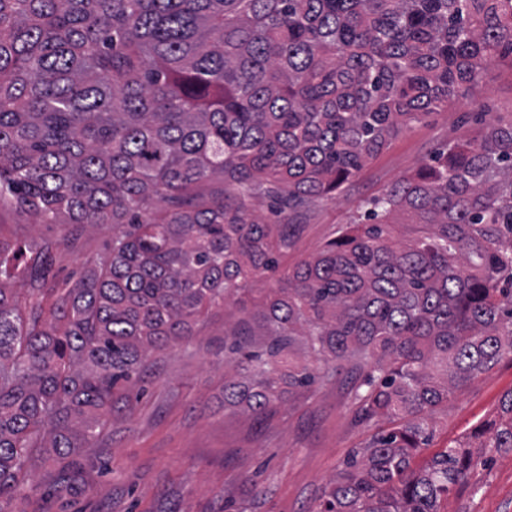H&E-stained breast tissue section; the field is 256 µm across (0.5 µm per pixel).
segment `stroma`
<instances>
[{"instance_id": "1", "label": "stroma", "mask_w": 512, "mask_h": 512, "mask_svg": "<svg viewBox=\"0 0 512 512\" xmlns=\"http://www.w3.org/2000/svg\"><path fill=\"white\" fill-rule=\"evenodd\" d=\"M482 112L512 116L511 64L485 63L474 92L392 138L348 191L317 200L282 254L279 271L324 247L364 199L413 175L448 142L476 136ZM0 238L52 244L48 261L62 288L80 276L88 260L107 251L112 229L39 224L4 203ZM229 316L220 307L205 311L195 337L149 358L144 395L124 401L120 416L83 455L77 494L44 498L61 471L57 462H43L28 469L23 493L0 498V512H315L349 454L367 444L377 428L355 424L344 375L314 392L293 394L258 420L226 406ZM511 391L512 360L506 358L431 415L433 436L417 463L464 441L496 416ZM441 509L512 512V452L493 454L487 466L449 493Z\"/></svg>"}]
</instances>
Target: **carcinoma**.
Here are the masks:
<instances>
[{
    "instance_id": "cac0c4a2",
    "label": "carcinoma",
    "mask_w": 512,
    "mask_h": 512,
    "mask_svg": "<svg viewBox=\"0 0 512 512\" xmlns=\"http://www.w3.org/2000/svg\"><path fill=\"white\" fill-rule=\"evenodd\" d=\"M491 57L512 65V0H0V202L40 224L112 225L63 292L52 245L28 264L0 239V497L39 459L71 467L46 497L70 491L144 361L242 301L278 269L293 216L478 86ZM391 224L413 239L385 237ZM306 353L318 366L294 360ZM505 357L512 118L491 117L228 326L224 404L259 417L344 371L357 422L391 427L316 512H441L512 451V392L473 442L415 467L427 416Z\"/></svg>"
}]
</instances>
